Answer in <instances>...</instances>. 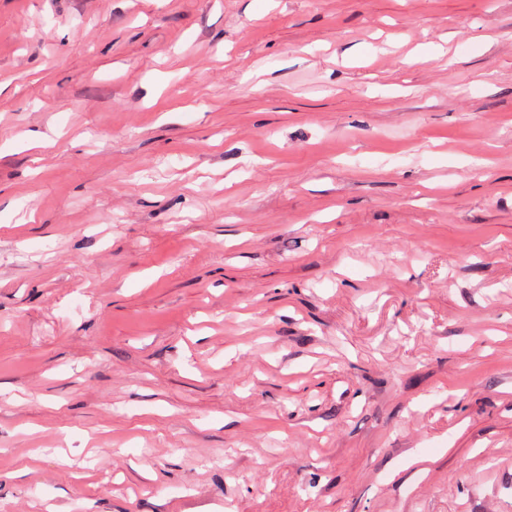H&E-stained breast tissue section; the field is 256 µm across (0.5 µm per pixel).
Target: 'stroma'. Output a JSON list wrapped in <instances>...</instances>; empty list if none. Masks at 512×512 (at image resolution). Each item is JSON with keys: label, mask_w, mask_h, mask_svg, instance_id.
I'll use <instances>...</instances> for the list:
<instances>
[{"label": "stroma", "mask_w": 512, "mask_h": 512, "mask_svg": "<svg viewBox=\"0 0 512 512\" xmlns=\"http://www.w3.org/2000/svg\"><path fill=\"white\" fill-rule=\"evenodd\" d=\"M512 512V0H0V512Z\"/></svg>", "instance_id": "obj_1"}]
</instances>
